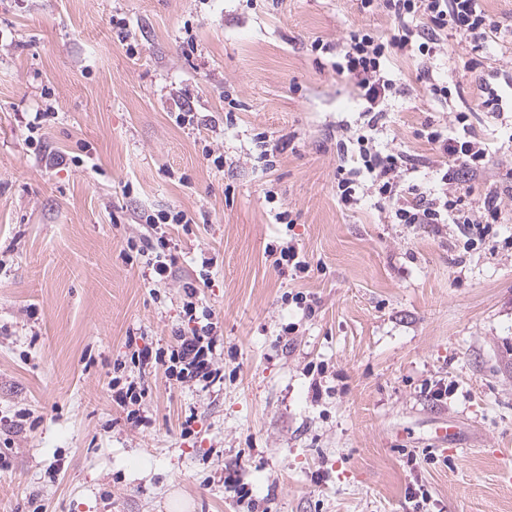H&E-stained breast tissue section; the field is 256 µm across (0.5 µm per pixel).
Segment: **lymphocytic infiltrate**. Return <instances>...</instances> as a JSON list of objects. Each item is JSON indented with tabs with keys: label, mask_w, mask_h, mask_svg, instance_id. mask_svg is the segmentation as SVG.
<instances>
[{
	"label": "lymphocytic infiltrate",
	"mask_w": 512,
	"mask_h": 512,
	"mask_svg": "<svg viewBox=\"0 0 512 512\" xmlns=\"http://www.w3.org/2000/svg\"><path fill=\"white\" fill-rule=\"evenodd\" d=\"M360 5L365 12L386 9L397 28L396 35L386 40L373 29L358 26L349 31L342 49L320 39L313 43L315 50L336 53L334 69L354 80L368 128L367 133L347 135L339 144L340 150L355 151L362 162L358 168H339V201L346 207L356 205L361 191L368 188L376 194L390 223L460 224L470 231L489 232L500 218L501 197L488 193L477 210L468 202L465 180L480 177L492 155L484 139L471 130L467 112H456L453 132L436 129L428 133L427 139L436 145L439 158L447 162L439 170L438 183L428 188L411 179L406 153L381 151L371 133L384 125L387 102L402 88L400 77L390 69L395 56H419L423 63L420 75L428 80L430 93L444 100L448 87L434 81L432 63L444 53L448 37L453 35L464 42L485 38L499 31V22L479 0H360ZM127 247L140 256L152 284L165 283L172 277L174 259L168 238L158 237L153 244H140L131 238ZM200 286L197 280L183 284L182 311L189 319H201V326L191 334H177L169 356L153 354L146 347L135 348L130 357L133 366H163L167 378L182 387L205 389L223 381L224 375L215 365L217 340L212 314L200 309Z\"/></svg>",
	"instance_id": "f902f5d3"
}]
</instances>
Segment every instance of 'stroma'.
Masks as SVG:
<instances>
[{
  "instance_id": "obj_1",
  "label": "stroma",
  "mask_w": 512,
  "mask_h": 512,
  "mask_svg": "<svg viewBox=\"0 0 512 512\" xmlns=\"http://www.w3.org/2000/svg\"><path fill=\"white\" fill-rule=\"evenodd\" d=\"M481 4L502 29L476 51L449 38L447 101L417 80L418 60L398 59L406 86L376 133L412 155L425 185L436 179L426 125L449 128L466 110L494 139L469 200L500 192V222L470 243L454 224L387 223L371 194L351 208L336 197L338 167L353 164L336 136L363 124L362 105L312 43L360 25L392 36L386 10L0 0V512H412L419 487L425 512H512V107L474 102L477 86L512 83V0ZM185 93L207 130L172 119ZM48 104L56 116L28 149L19 116ZM260 133L285 146L274 169L258 158ZM49 152L63 164L45 167ZM173 207L193 222L167 227L174 275L155 286L126 241ZM282 210L291 225L276 222ZM286 241L307 273L275 267L268 250ZM206 258L200 299L219 320L224 382L177 387L127 366L149 389L148 422L133 427L112 400L126 333L168 348L187 326L181 287ZM442 386L447 399L433 400Z\"/></svg>"
}]
</instances>
